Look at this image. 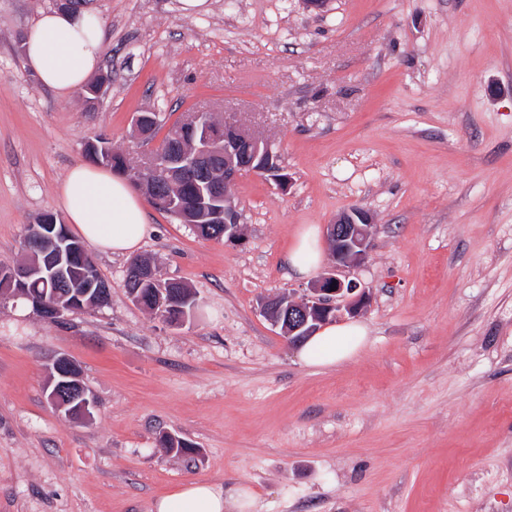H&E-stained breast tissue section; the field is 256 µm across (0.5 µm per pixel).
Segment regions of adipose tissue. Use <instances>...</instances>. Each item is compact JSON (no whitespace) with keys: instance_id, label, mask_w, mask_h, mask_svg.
<instances>
[{"instance_id":"adipose-tissue-1","label":"adipose tissue","mask_w":512,"mask_h":512,"mask_svg":"<svg viewBox=\"0 0 512 512\" xmlns=\"http://www.w3.org/2000/svg\"><path fill=\"white\" fill-rule=\"evenodd\" d=\"M102 27L88 9L43 11L24 36V53L38 81L62 96L84 88L98 69ZM64 217L73 231L99 250L122 255L135 251L150 226L143 198L131 182L111 170L78 163L60 187ZM324 259L314 227H306L284 258L291 276L306 279ZM368 328L359 322L327 323L299 343L296 356L306 366L331 367L352 359L366 344ZM154 512H224L221 491L191 482L157 499Z\"/></svg>"}]
</instances>
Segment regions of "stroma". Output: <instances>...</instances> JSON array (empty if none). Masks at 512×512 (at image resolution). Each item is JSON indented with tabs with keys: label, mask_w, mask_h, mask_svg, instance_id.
<instances>
[{
	"label": "stroma",
	"mask_w": 512,
	"mask_h": 512,
	"mask_svg": "<svg viewBox=\"0 0 512 512\" xmlns=\"http://www.w3.org/2000/svg\"><path fill=\"white\" fill-rule=\"evenodd\" d=\"M52 0H0V266L60 214L69 167L107 137L137 167L204 108L267 140L288 188L244 174L237 241L148 209L139 253L188 284L182 327L135 304L126 255L95 252L110 297L40 317L0 298V512H152L192 481L256 494L253 512H512V0H92L108 96L42 86L20 42ZM354 208L373 247L366 346L307 367L260 303L301 296L283 256ZM71 358L97 402L56 412ZM190 441L178 457L161 435ZM54 371L58 379L52 376L48 385L51 405L71 418L90 420L97 406L77 375L71 359L59 356L54 362Z\"/></svg>",
	"instance_id": "35a3bbf8"
}]
</instances>
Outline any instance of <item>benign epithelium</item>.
I'll return each instance as SVG.
<instances>
[{"label":"benign epithelium","mask_w":512,"mask_h":512,"mask_svg":"<svg viewBox=\"0 0 512 512\" xmlns=\"http://www.w3.org/2000/svg\"><path fill=\"white\" fill-rule=\"evenodd\" d=\"M109 78L101 74L86 87V102L95 106L102 101ZM215 119L206 110H197L183 118L193 136V149H183L169 142L156 146L142 162L139 177L144 185L148 202L165 210L175 218H180L175 197L158 194L153 190L158 173L173 182L177 176L196 177L195 186L206 190L213 202L224 203L223 209L215 210L214 217L221 218L224 224L240 225L237 209L229 200V191L244 173L273 175L281 171L278 156L269 142L255 136L237 124L224 121L214 125ZM220 155L224 158V180L213 182L206 177L211 158ZM372 214L364 209H353L338 216L326 225V237L332 248L333 265L309 292L293 301L281 316L271 315L274 301L261 302V312L272 325L281 328L292 343L313 333L316 325L337 317L342 313H360L368 300V291L360 284L342 278L343 270L365 262L371 252ZM23 248L36 252L41 261L23 264L7 270V275L22 285L36 279L43 271L54 273L61 279L71 260V247L67 245L65 231L58 228L56 218L44 216L41 223L30 226L23 240ZM57 377L50 379L49 401L58 411L74 419L89 420L96 411V405L88 390L77 375L70 358L58 357L54 362Z\"/></svg>","instance_id":"benign-epithelium-1"}]
</instances>
